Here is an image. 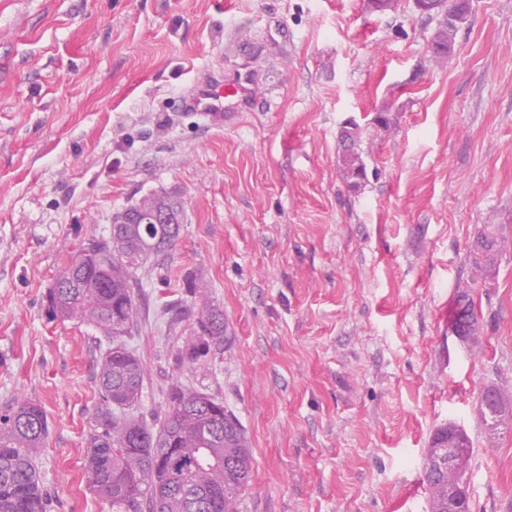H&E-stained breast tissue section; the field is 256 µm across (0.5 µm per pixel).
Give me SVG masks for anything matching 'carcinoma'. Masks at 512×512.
Segmentation results:
<instances>
[{"label": "carcinoma", "mask_w": 512, "mask_h": 512, "mask_svg": "<svg viewBox=\"0 0 512 512\" xmlns=\"http://www.w3.org/2000/svg\"><path fill=\"white\" fill-rule=\"evenodd\" d=\"M470 11V0H436L433 13L443 19L432 39L433 54L444 56L452 46L457 23ZM360 129L345 130L343 172L356 189L366 177L358 152ZM138 215L168 214L170 223L129 224L128 210L113 217L111 235L95 250L78 249L60 272H73L66 288H51L49 310L57 317H76L97 327L110 322L112 347L98 363L100 401L93 415L90 445L83 459L89 488L112 512H238L250 486L253 454L238 419L222 401L196 388L171 387L161 426L148 428L129 413L140 398L144 366L122 337L137 323L134 292L137 265L163 253L157 240L176 246L183 203L166 193H152L131 206ZM501 241L479 232L471 254L488 264ZM196 336L180 348V361L195 365L224 343V313L201 301ZM451 327L462 339H475L479 327L474 300L458 296ZM492 401H480V416L495 435L512 418V393L491 388ZM48 421L36 402H16L0 415V512H45L35 457L47 437ZM431 445L440 449L421 460L430 493V512H448V488L456 489V508L469 512L466 474L448 468V427L438 428Z\"/></svg>", "instance_id": "carcinoma-1"}]
</instances>
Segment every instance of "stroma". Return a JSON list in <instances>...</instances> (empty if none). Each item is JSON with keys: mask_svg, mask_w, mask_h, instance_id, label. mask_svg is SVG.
<instances>
[{"mask_svg": "<svg viewBox=\"0 0 512 512\" xmlns=\"http://www.w3.org/2000/svg\"><path fill=\"white\" fill-rule=\"evenodd\" d=\"M470 5L437 58L440 17L414 0H0V412L47 414L45 512H108L82 462L110 344L45 294L80 239L161 192L184 220L135 273L134 413L156 425L178 382L222 400L252 444L239 512H428L420 462L448 423L472 444L471 512H512V423L492 437L479 415L485 387L512 391V0ZM245 52L265 74L249 111L220 129L177 111ZM463 293L472 341L451 330ZM202 294L227 332L191 367ZM362 131L359 127L355 130H345L341 135L343 144V172L352 188L356 189L366 177V167L359 154L358 144L361 141ZM501 241L497 234L480 231L473 239L471 244V254L474 258H481L485 264L491 263L499 250Z\"/></svg>", "mask_w": 512, "mask_h": 512, "instance_id": "stroma-1", "label": "stroma"}]
</instances>
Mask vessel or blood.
<instances>
[{"mask_svg": "<svg viewBox=\"0 0 512 512\" xmlns=\"http://www.w3.org/2000/svg\"><path fill=\"white\" fill-rule=\"evenodd\" d=\"M260 80L261 74L251 58L243 57L231 72L195 76L180 96L181 109L204 126H223L228 111L243 112L252 106Z\"/></svg>", "mask_w": 512, "mask_h": 512, "instance_id": "1", "label": "vessel or blood"}]
</instances>
